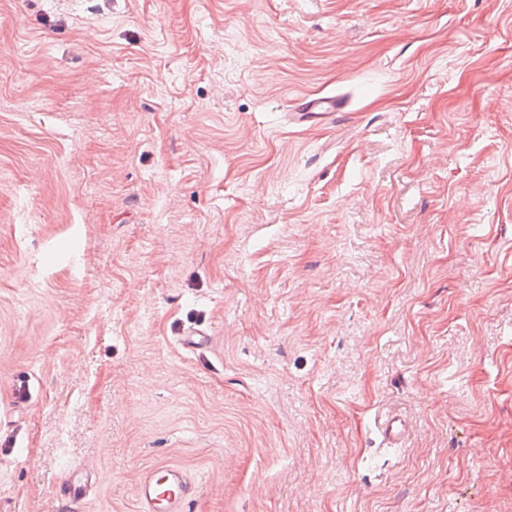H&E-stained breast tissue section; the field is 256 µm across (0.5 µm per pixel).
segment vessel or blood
<instances>
[{
  "label": "vessel or blood",
  "instance_id": "b4317fda",
  "mask_svg": "<svg viewBox=\"0 0 512 512\" xmlns=\"http://www.w3.org/2000/svg\"><path fill=\"white\" fill-rule=\"evenodd\" d=\"M343 107V102L335 97L305 98L297 102L293 117L300 121L310 115L322 122H332ZM138 495L142 512H186L193 486L180 469L164 465L142 474Z\"/></svg>",
  "mask_w": 512,
  "mask_h": 512
}]
</instances>
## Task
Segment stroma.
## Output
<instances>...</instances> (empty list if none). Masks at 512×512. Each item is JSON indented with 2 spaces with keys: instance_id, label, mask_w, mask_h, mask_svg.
Instances as JSON below:
<instances>
[{
  "instance_id": "35a3bbf8",
  "label": "stroma",
  "mask_w": 512,
  "mask_h": 512,
  "mask_svg": "<svg viewBox=\"0 0 512 512\" xmlns=\"http://www.w3.org/2000/svg\"><path fill=\"white\" fill-rule=\"evenodd\" d=\"M160 464L512 512V0H0V512ZM343 102L336 97H317L314 99H302L296 103L294 112H290L296 122L303 121L305 116L313 115L319 122H336V112L344 108Z\"/></svg>"
}]
</instances>
